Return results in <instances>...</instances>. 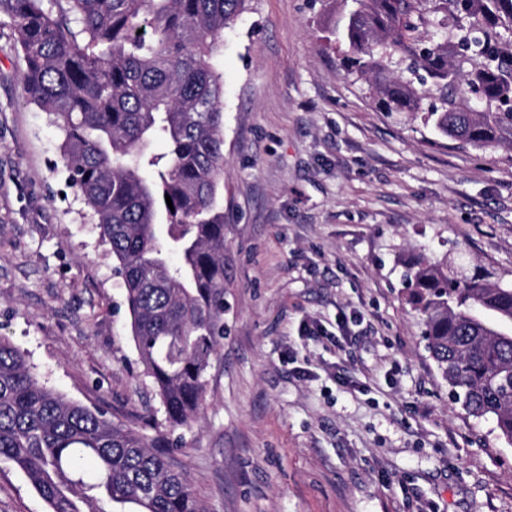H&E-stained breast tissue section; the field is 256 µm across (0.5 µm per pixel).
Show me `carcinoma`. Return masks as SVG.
I'll return each mask as SVG.
<instances>
[{
	"label": "carcinoma",
	"mask_w": 512,
	"mask_h": 512,
	"mask_svg": "<svg viewBox=\"0 0 512 512\" xmlns=\"http://www.w3.org/2000/svg\"><path fill=\"white\" fill-rule=\"evenodd\" d=\"M64 2L56 13L44 0H0V10L25 61L27 95L63 132L71 180L118 263L139 362L173 433L197 420L224 342L220 57L224 30L249 0ZM496 11L512 24V0H353L346 68L372 75L389 112L417 111L430 84L438 105L428 118L441 135L512 144V45L487 23ZM439 14L456 36L422 42ZM467 95L484 110L464 106ZM157 140L166 152H151ZM494 277L420 256L403 281L455 401L470 417H495L512 445V335L501 334L512 324V288ZM167 445L165 434L116 424L48 389L0 337V462L49 512H204Z\"/></svg>",
	"instance_id": "cac0c4a2"
}]
</instances>
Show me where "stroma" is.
I'll return each instance as SVG.
<instances>
[{
	"mask_svg": "<svg viewBox=\"0 0 512 512\" xmlns=\"http://www.w3.org/2000/svg\"><path fill=\"white\" fill-rule=\"evenodd\" d=\"M346 13L250 0L224 32V344L169 459L206 512H512V445L451 400L402 283L420 254L512 283V150L442 136L428 99L381 110L344 66ZM23 70L0 13V336L47 387L167 432ZM0 512H48L6 463Z\"/></svg>",
	"mask_w": 512,
	"mask_h": 512,
	"instance_id": "obj_1",
	"label": "stroma"
}]
</instances>
